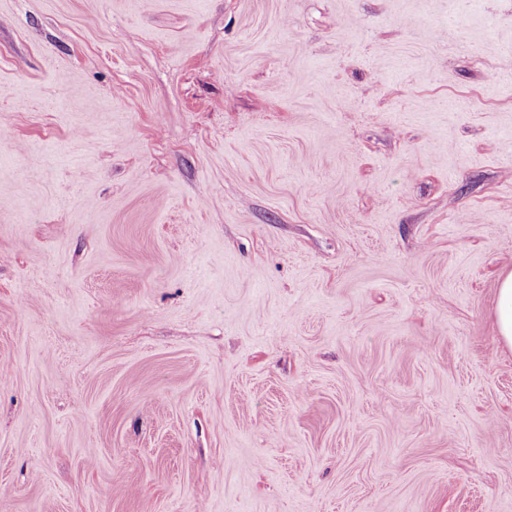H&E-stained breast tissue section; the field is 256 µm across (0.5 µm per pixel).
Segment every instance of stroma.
I'll return each mask as SVG.
<instances>
[{
	"label": "stroma",
	"instance_id": "1",
	"mask_svg": "<svg viewBox=\"0 0 512 512\" xmlns=\"http://www.w3.org/2000/svg\"><path fill=\"white\" fill-rule=\"evenodd\" d=\"M512 0H0V512H512ZM496 329L502 342L512 347V272L505 274L500 282L496 301Z\"/></svg>",
	"mask_w": 512,
	"mask_h": 512
}]
</instances>
